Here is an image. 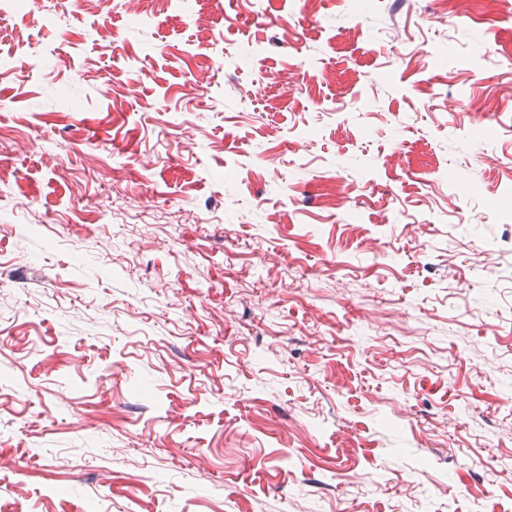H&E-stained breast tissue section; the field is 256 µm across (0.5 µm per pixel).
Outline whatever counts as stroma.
I'll return each instance as SVG.
<instances>
[{"label":"stroma","mask_w":512,"mask_h":512,"mask_svg":"<svg viewBox=\"0 0 512 512\" xmlns=\"http://www.w3.org/2000/svg\"><path fill=\"white\" fill-rule=\"evenodd\" d=\"M141 8L0 14V512H512V0Z\"/></svg>","instance_id":"1"}]
</instances>
